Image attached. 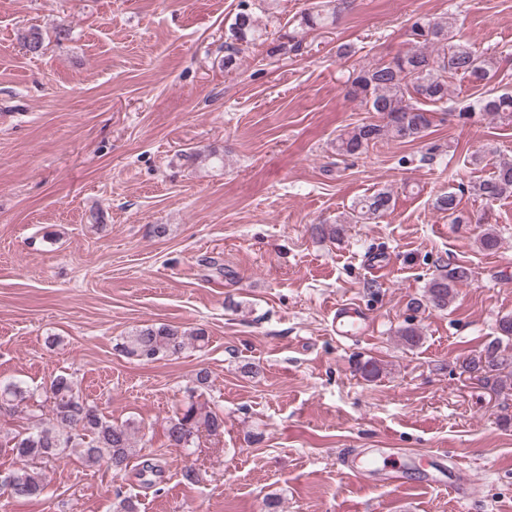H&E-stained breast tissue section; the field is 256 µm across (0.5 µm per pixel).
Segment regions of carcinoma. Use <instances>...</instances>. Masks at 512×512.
<instances>
[{"mask_svg":"<svg viewBox=\"0 0 512 512\" xmlns=\"http://www.w3.org/2000/svg\"><path fill=\"white\" fill-rule=\"evenodd\" d=\"M347 3L348 0H313L296 17V30L281 35L283 41L271 53L285 55L300 50L298 34L324 25L327 18L340 13ZM263 33L264 27L247 0H240L239 11L228 27V40L224 42V68L236 66L239 45L255 42ZM410 36L414 48L348 78L347 96L360 101L378 119L362 122L340 134L336 138L337 155L360 154L383 138L400 142L422 138L438 113L456 111L448 106V80L459 77L479 87L494 69V59L458 39L450 22L419 16L410 26ZM19 40L28 54L35 56L44 50L45 39L37 28L21 33ZM461 111L511 118L512 92L481 94ZM473 190L487 202L512 196V160L497 163L492 176L474 185ZM391 202V193L379 190L358 200L347 217L332 224L313 225L312 233L321 239L337 240L344 235L346 225L372 222L390 209ZM435 206L448 213L451 223H466L455 192L439 196ZM477 240L485 252H494L500 245L497 232L490 226L480 230ZM470 279V269L451 263L443 265L426 282L423 299L416 305L445 311L456 297V288ZM397 336L409 348L422 342V332L411 323L399 328ZM207 341L204 328L185 332L165 324L143 325L124 336L116 349L128 358L154 362L180 353L189 344L202 347ZM462 369L478 374L480 382L493 391L507 388V382L512 380V317L498 321L496 337L478 354L464 360ZM44 395V402L50 403L51 417L37 430L18 433L6 441L5 447L21 466L0 476V490L20 499L43 496L46 477L37 464L55 461L69 450L78 453L88 465H104L115 473L127 470L134 455L135 435L139 432L135 422L126 420L118 424L106 419L97 407L83 399L76 382L65 375L54 377L45 387ZM31 399L33 395L19 383L0 385V407L16 410ZM202 430L211 436L223 434L224 417L191 400L170 418L166 438L169 446L186 448ZM162 473L161 466L151 458L142 460L138 470L146 485L156 483Z\"/></svg>","mask_w":512,"mask_h":512,"instance_id":"cac0c4a2","label":"carcinoma"}]
</instances>
